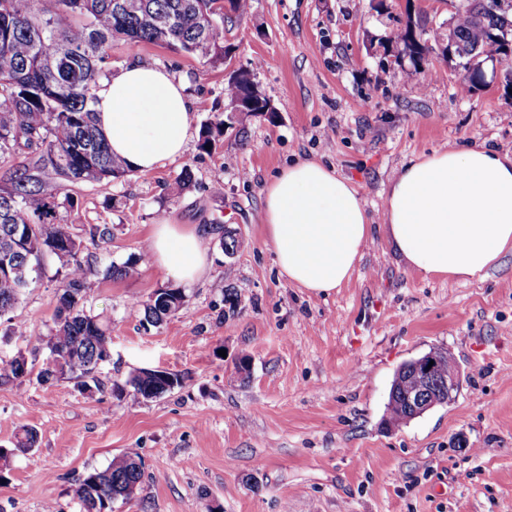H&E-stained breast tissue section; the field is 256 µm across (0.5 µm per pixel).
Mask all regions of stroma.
<instances>
[{
	"label": "stroma",
	"mask_w": 512,
	"mask_h": 512,
	"mask_svg": "<svg viewBox=\"0 0 512 512\" xmlns=\"http://www.w3.org/2000/svg\"><path fill=\"white\" fill-rule=\"evenodd\" d=\"M410 7L427 11L429 44L447 38L446 0L399 2L388 17L371 0H254L226 35L227 63L113 41V71L166 70L184 82L197 123L223 113L232 66L255 68L277 114L251 118L243 138L225 134L211 152L193 136L151 173L71 187L75 207L60 217L100 275L87 307L108 321L110 352L98 387L38 381L49 353L30 335L52 328L64 276L46 256L12 313L17 332L0 335V357L24 353L32 370L0 385V448L23 428L38 433L0 463V512H80L79 480L126 453L142 458L144 476L112 512H512V254L481 280H426L381 227L389 182L410 159L469 144L512 153L507 68L484 63L487 83L463 96L454 63L420 72L396 61L375 40ZM304 158L348 179L374 223L350 280L327 295L288 284L262 222L266 184ZM186 167L194 185L170 195ZM164 216L202 228L210 263L185 286L181 311L147 329L141 304L167 282L142 247ZM228 228L240 240L231 256ZM131 257L138 278H103ZM433 347L460 368L455 400L388 425L396 370ZM142 369L182 384L141 403L113 395Z\"/></svg>",
	"instance_id": "35a3bbf8"
}]
</instances>
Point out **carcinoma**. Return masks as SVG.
<instances>
[{
    "label": "carcinoma",
    "instance_id": "obj_1",
    "mask_svg": "<svg viewBox=\"0 0 512 512\" xmlns=\"http://www.w3.org/2000/svg\"><path fill=\"white\" fill-rule=\"evenodd\" d=\"M141 9L132 14L119 8L118 0H0V159L19 151L38 154L39 168L54 175L55 191L23 171L11 187L0 190V263L5 252L12 253L17 266L24 267L27 280L12 270L0 269V321L10 320L24 291L40 274L46 253L65 244L71 249L58 255L65 269L57 295L54 327L36 342L49 352L67 357L68 377L97 383L98 361L108 355L111 336L102 318L87 310L94 292L91 269L80 258V244L70 226L57 222L59 210L73 207L69 187L83 183L121 180L130 175L112 156L108 142L96 123L97 92L112 77L109 50L115 39L164 46L203 59H222L229 53L226 27L240 21L249 0H140ZM498 0H459L462 7L451 14L455 37L453 58L466 68L477 57L512 64V13L497 9ZM428 14L408 15L406 24L379 39L386 51L409 59L413 66L432 65L427 43ZM224 99L250 103V115L273 116L267 100L257 90L247 71L224 84ZM233 127L229 114L201 125L199 148H215L224 130ZM33 226L30 247L14 249L17 227ZM139 274V259L110 265L104 277L131 279ZM180 303L172 309L147 300L142 303L144 320L157 327L177 314L187 295L180 288L167 289ZM411 362L401 365V385L391 387L386 406L387 421L398 426L416 418L400 405L401 387L414 382ZM23 371L14 359H0V384L22 382ZM119 395H133L140 401L166 393L159 381L136 375L114 383ZM37 432L25 429L15 448H0L6 461L14 449L32 448ZM143 464L129 456L112 460L103 470L83 478L75 489L79 501L93 500L96 512H106L115 498H129L141 483Z\"/></svg>",
    "mask_w": 512,
    "mask_h": 512
}]
</instances>
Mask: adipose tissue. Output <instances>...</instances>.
I'll use <instances>...</instances> for the list:
<instances>
[{
    "label": "adipose tissue",
    "instance_id": "adipose-tissue-1",
    "mask_svg": "<svg viewBox=\"0 0 512 512\" xmlns=\"http://www.w3.org/2000/svg\"><path fill=\"white\" fill-rule=\"evenodd\" d=\"M95 110L113 155L143 174L183 154L195 121L182 83L147 64L104 83ZM384 219L392 245L423 278H485L512 252V154L474 145L410 160L390 183ZM263 222L281 275L318 294L350 279L371 235L357 191L312 159L284 166L267 183ZM149 246L176 284L193 282L208 264L202 233L189 224L161 221Z\"/></svg>",
    "mask_w": 512,
    "mask_h": 512
}]
</instances>
